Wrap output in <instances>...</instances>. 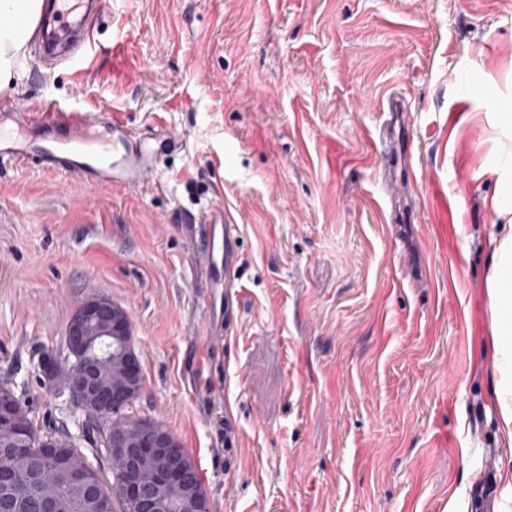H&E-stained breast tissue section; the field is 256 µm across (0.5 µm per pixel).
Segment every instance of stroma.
I'll use <instances>...</instances> for the list:
<instances>
[{
  "instance_id": "35a3bbf8",
  "label": "stroma",
  "mask_w": 512,
  "mask_h": 512,
  "mask_svg": "<svg viewBox=\"0 0 512 512\" xmlns=\"http://www.w3.org/2000/svg\"><path fill=\"white\" fill-rule=\"evenodd\" d=\"M124 41L80 81L36 62L0 108L55 99L156 133L147 186L103 191L0 164V378L37 421L75 428L40 384L74 307L127 312L132 407L180 442L211 512H497L486 278L512 126V0H112ZM401 92L414 180L385 221L377 104ZM239 226L226 334L190 217Z\"/></svg>"
}]
</instances>
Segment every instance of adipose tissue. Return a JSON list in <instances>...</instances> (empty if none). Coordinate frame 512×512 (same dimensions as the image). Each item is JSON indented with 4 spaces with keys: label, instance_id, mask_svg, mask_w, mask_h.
Returning <instances> with one entry per match:
<instances>
[{
    "label": "adipose tissue",
    "instance_id": "1",
    "mask_svg": "<svg viewBox=\"0 0 512 512\" xmlns=\"http://www.w3.org/2000/svg\"><path fill=\"white\" fill-rule=\"evenodd\" d=\"M42 0H0V90L10 83L13 69L23 56L27 38L9 27L12 19L34 22ZM491 271L487 278L490 334L484 340L498 380L493 390L499 412V433L504 447L512 449V224L491 239Z\"/></svg>",
    "mask_w": 512,
    "mask_h": 512
}]
</instances>
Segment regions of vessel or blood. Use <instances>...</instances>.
<instances>
[{
  "mask_svg": "<svg viewBox=\"0 0 512 512\" xmlns=\"http://www.w3.org/2000/svg\"><path fill=\"white\" fill-rule=\"evenodd\" d=\"M110 7L111 0H55L59 20L64 22L74 17L79 24L76 30L64 31L60 41L45 51V59L68 65H93L105 46L96 39L92 21L104 16ZM33 119L49 129L67 130L66 140L50 137L35 142L3 130L5 122L23 129ZM93 127L111 129V154L101 155L82 147L83 136ZM29 161L76 175L82 182L109 191L152 180L158 169V150L153 136L131 132L119 113L105 109L84 112L63 107L52 99L33 117L16 102L8 111L0 113V162ZM202 223L201 259L211 278L222 283L225 300H232L238 286V226L231 212L221 203L207 208Z\"/></svg>",
  "mask_w": 512,
  "mask_h": 512,
  "instance_id": "obj_1",
  "label": "vessel or blood"
}]
</instances>
